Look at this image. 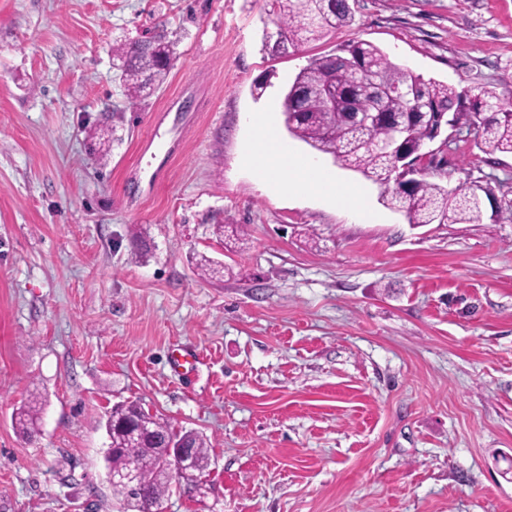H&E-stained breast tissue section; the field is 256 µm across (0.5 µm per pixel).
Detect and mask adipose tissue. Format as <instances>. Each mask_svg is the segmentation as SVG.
Segmentation results:
<instances>
[{"mask_svg":"<svg viewBox=\"0 0 512 512\" xmlns=\"http://www.w3.org/2000/svg\"><path fill=\"white\" fill-rule=\"evenodd\" d=\"M260 127L262 135L255 151L262 155L266 172L286 174L288 187L295 193L318 194L356 209L362 207L364 194L360 188L337 182L324 175L314 161L294 155L270 121L261 120Z\"/></svg>","mask_w":512,"mask_h":512,"instance_id":"adipose-tissue-1","label":"adipose tissue"}]
</instances>
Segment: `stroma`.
Here are the masks:
<instances>
[{
	"label": "stroma",
	"mask_w": 512,
	"mask_h": 512,
	"mask_svg": "<svg viewBox=\"0 0 512 512\" xmlns=\"http://www.w3.org/2000/svg\"><path fill=\"white\" fill-rule=\"evenodd\" d=\"M269 8L0 0V512H129L103 426L128 402L208 444L161 512H512V154L448 130L429 179L485 187L481 217L424 226L295 138L371 218L247 159L254 113L282 125L288 84L352 41L512 100V0H355L280 57ZM159 25L173 66L130 104L112 48ZM204 256L234 277L200 275ZM32 399L29 439L12 416Z\"/></svg>",
	"instance_id": "stroma-1"
}]
</instances>
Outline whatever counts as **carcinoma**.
I'll list each match as a JSON object with an SVG mask.
<instances>
[{
  "mask_svg": "<svg viewBox=\"0 0 512 512\" xmlns=\"http://www.w3.org/2000/svg\"><path fill=\"white\" fill-rule=\"evenodd\" d=\"M270 6L267 20L275 27L273 49L284 54L353 21V14L342 8V0H270ZM112 55L127 97L134 104L164 83L175 58V44L164 31H154L148 38L120 43ZM329 81L340 93L357 96L361 111L389 112L406 120L410 130L397 135L388 126L349 123L327 111L325 85ZM282 108L291 136L379 185L387 206L404 213L410 224H466L480 219L478 196L473 191L450 190L423 177L412 179L406 188L399 182V157L417 159L430 139L429 113L450 112L455 123L476 127L475 138L488 154H512V101L504 102L485 89L459 91L426 79L392 64L369 42L348 43L335 55L311 59L288 85ZM141 413L142 407L133 402L112 408L105 429L115 450L107 454L106 461L111 471L134 462L143 499L160 503L171 485L164 476L166 444L192 436L194 471L199 474L208 467V447L198 433H177L158 420L153 423V439H127L119 431L120 425ZM38 414L39 408L33 404L16 413L22 433L36 431Z\"/></svg>",
  "mask_w": 512,
  "mask_h": 512,
  "instance_id": "obj_1",
  "label": "carcinoma"
}]
</instances>
